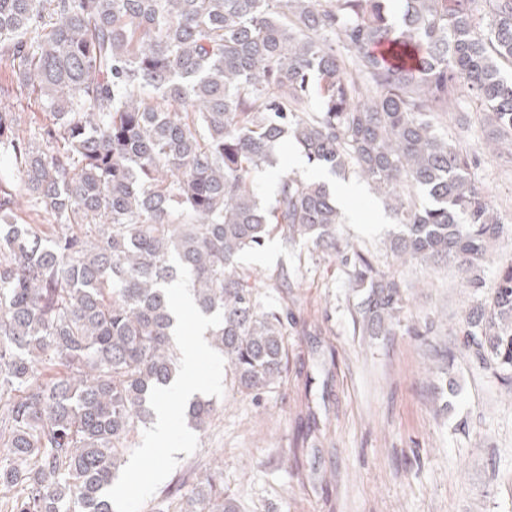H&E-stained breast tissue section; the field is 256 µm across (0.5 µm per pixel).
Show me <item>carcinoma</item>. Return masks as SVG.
<instances>
[{
    "mask_svg": "<svg viewBox=\"0 0 512 512\" xmlns=\"http://www.w3.org/2000/svg\"><path fill=\"white\" fill-rule=\"evenodd\" d=\"M0 0V61L50 123L31 135L0 106V150L57 229L16 222L0 189V512H115L105 492L176 378L162 286L176 256L237 393L260 401L288 369V311L264 303L241 257L275 233L340 257L366 291L362 336H392L405 290L336 238L323 182L256 175L290 135L308 163L356 175L399 226L400 264L484 260L505 233L477 157L438 132L467 99L512 156V0ZM389 45V58L374 52ZM424 191L430 204L421 205ZM512 393V257L453 329ZM195 398L205 431L221 412ZM149 512H242L216 468Z\"/></svg>",
    "mask_w": 512,
    "mask_h": 512,
    "instance_id": "1",
    "label": "carcinoma"
}]
</instances>
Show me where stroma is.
Returning <instances> with one entry per match:
<instances>
[{
  "instance_id": "35a3bbf8",
  "label": "stroma",
  "mask_w": 512,
  "mask_h": 512,
  "mask_svg": "<svg viewBox=\"0 0 512 512\" xmlns=\"http://www.w3.org/2000/svg\"><path fill=\"white\" fill-rule=\"evenodd\" d=\"M483 112L465 104L439 126L479 163L502 223L512 225V158L478 140ZM337 235L393 271L406 290L395 335L355 333L360 297L331 253L273 238L246 256L249 268L287 267L290 287L265 285L266 302L286 309L288 373L264 400L225 389L223 412L198 433L160 485L167 492L224 467V491L243 512H512V393L472 373L450 329L481 299L456 266L393 267L394 217L375 223L380 198L354 174ZM432 323L428 335L413 327Z\"/></svg>"
}]
</instances>
